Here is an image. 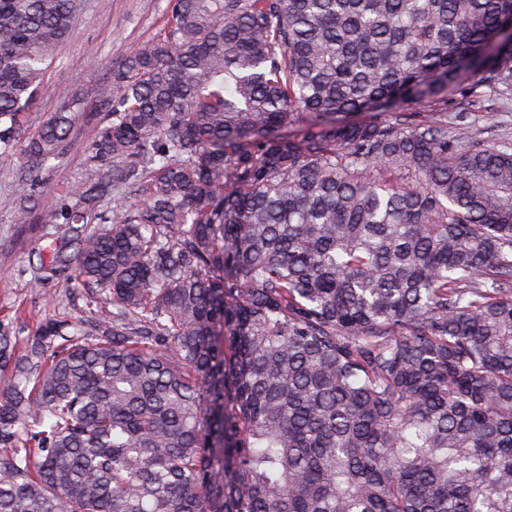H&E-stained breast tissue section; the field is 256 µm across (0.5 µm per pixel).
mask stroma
Listing matches in <instances>:
<instances>
[{
    "label": "stroma",
    "instance_id": "1",
    "mask_svg": "<svg viewBox=\"0 0 512 512\" xmlns=\"http://www.w3.org/2000/svg\"><path fill=\"white\" fill-rule=\"evenodd\" d=\"M166 5L167 0H87L29 114L30 129H37L60 108L66 92L79 96L84 107L56 168L39 176L43 192L91 178L89 147L107 119L98 111L92 90L110 76L123 55L156 35ZM21 172V157L0 159V320L16 323L30 335L46 318L98 314L105 305L63 279L51 286L46 298L31 288L28 269L45 244L47 228L35 222L22 230L16 224L18 203L12 185Z\"/></svg>",
    "mask_w": 512,
    "mask_h": 512
}]
</instances>
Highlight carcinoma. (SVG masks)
I'll list each match as a JSON object with an SVG mask.
<instances>
[{
	"label": "carcinoma",
	"mask_w": 512,
	"mask_h": 512,
	"mask_svg": "<svg viewBox=\"0 0 512 512\" xmlns=\"http://www.w3.org/2000/svg\"><path fill=\"white\" fill-rule=\"evenodd\" d=\"M83 5L0 0L30 283L112 307L0 322V512H512V0H167L40 199ZM482 105L490 113L488 119L482 122L484 132H486L484 136L491 137L495 134L507 132L509 128L512 131V105L509 112H501L499 101L492 96L487 98Z\"/></svg>",
	"instance_id": "cac0c4a2"
}]
</instances>
